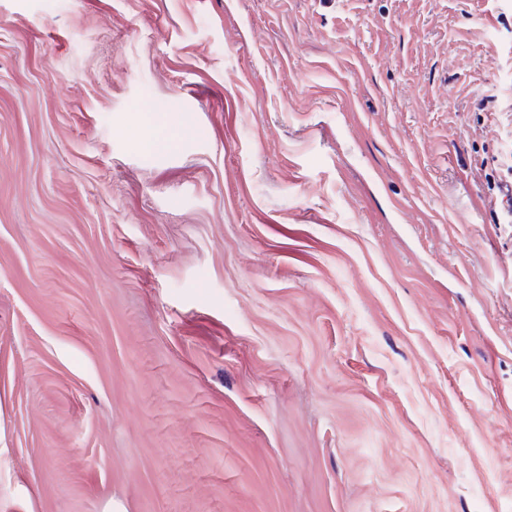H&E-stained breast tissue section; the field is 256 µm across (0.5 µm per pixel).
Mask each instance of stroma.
<instances>
[{
  "instance_id": "stroma-1",
  "label": "stroma",
  "mask_w": 512,
  "mask_h": 512,
  "mask_svg": "<svg viewBox=\"0 0 512 512\" xmlns=\"http://www.w3.org/2000/svg\"><path fill=\"white\" fill-rule=\"evenodd\" d=\"M505 113L512 0H0V512H512Z\"/></svg>"
}]
</instances>
